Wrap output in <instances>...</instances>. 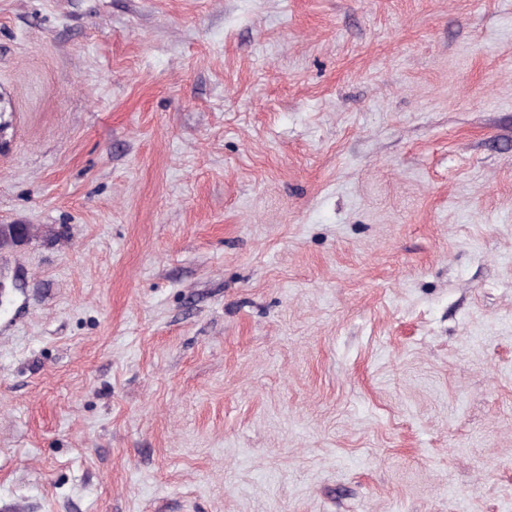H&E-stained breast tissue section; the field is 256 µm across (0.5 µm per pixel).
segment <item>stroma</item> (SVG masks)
<instances>
[{
	"instance_id": "obj_1",
	"label": "stroma",
	"mask_w": 512,
	"mask_h": 512,
	"mask_svg": "<svg viewBox=\"0 0 512 512\" xmlns=\"http://www.w3.org/2000/svg\"><path fill=\"white\" fill-rule=\"evenodd\" d=\"M0 512H512V0H0ZM40 233V228L30 224H0V250L11 248L30 240Z\"/></svg>"
}]
</instances>
